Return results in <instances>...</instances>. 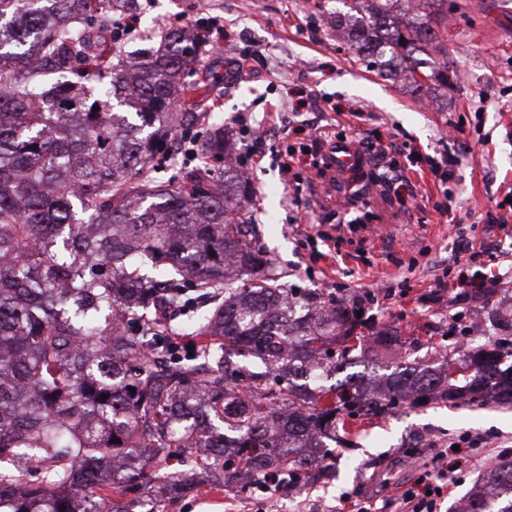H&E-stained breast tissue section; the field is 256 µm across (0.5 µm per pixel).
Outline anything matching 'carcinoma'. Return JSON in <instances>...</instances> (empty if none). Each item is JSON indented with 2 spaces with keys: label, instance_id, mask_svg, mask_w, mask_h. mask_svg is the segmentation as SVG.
<instances>
[{
  "label": "carcinoma",
  "instance_id": "obj_1",
  "mask_svg": "<svg viewBox=\"0 0 512 512\" xmlns=\"http://www.w3.org/2000/svg\"><path fill=\"white\" fill-rule=\"evenodd\" d=\"M127 2L0 0V512H129L124 492L172 457L222 465L230 488L273 469L298 477L326 468L301 452L323 428L346 433L422 398L511 406L512 315L494 321L506 337L440 369L417 361L383 393L363 396L350 374L321 406L294 383L404 341L384 328L368 345L357 309L281 287L248 230L250 189L224 133L193 132L203 40L170 30L160 54L131 60L124 37L103 38ZM393 3L336 17V36L379 58L383 78L398 60L416 91L448 83V27L431 0L407 17ZM89 72L112 98L77 88ZM178 137L200 164L160 178ZM340 328L358 345L336 355ZM172 336L193 337V354ZM480 482L464 512H512V459Z\"/></svg>",
  "mask_w": 512,
  "mask_h": 512
}]
</instances>
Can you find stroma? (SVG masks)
<instances>
[{"mask_svg":"<svg viewBox=\"0 0 512 512\" xmlns=\"http://www.w3.org/2000/svg\"><path fill=\"white\" fill-rule=\"evenodd\" d=\"M359 2L139 0L141 24L125 48L139 51L143 34L183 19L213 45L204 66L216 81L194 98L205 129L223 127L240 157L253 190L249 209L259 247L287 272L290 287L334 293L407 281L413 297L380 296L367 313L415 343L394 357L359 358L356 369L368 378L418 355L440 365L454 343L447 334L449 313H481L484 302L477 297L439 308L414 300L435 288L459 231L475 246L512 257V239L486 230L488 212L512 189V0L437 5L438 15L448 18V85L418 92L380 78L349 44L337 43L332 19L354 12ZM244 56L249 63L238 68ZM276 108L289 111L299 126L410 145L414 159L401 156L397 163L413 198L401 199L379 184L371 187L366 204L348 206L355 188L386 165L365 145L353 172L335 174L300 161L296 179L287 180L280 163L307 139L268 120ZM446 151L462 159L448 183V218L434 209L440 196L428 171L431 160ZM431 433L446 442L464 433L490 436L467 451L468 472L444 504L454 512L503 447L512 446V406L434 401L365 420L331 443L335 470L282 489L285 512H334L344 495L386 498L388 487L417 477L429 456L421 437ZM263 498L255 489L225 488L212 472L167 501L164 512H241L247 501Z\"/></svg>","mask_w":512,"mask_h":512,"instance_id":"35a3bbf8","label":"stroma"}]
</instances>
